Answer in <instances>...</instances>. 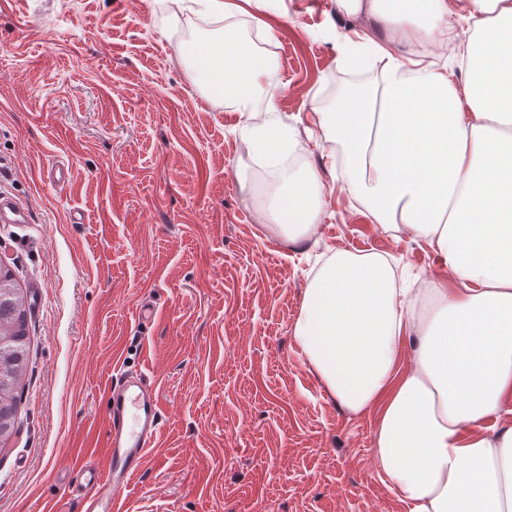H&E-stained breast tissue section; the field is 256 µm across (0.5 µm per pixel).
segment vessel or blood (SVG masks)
<instances>
[{
	"label": "vessel or blood",
	"mask_w": 512,
	"mask_h": 512,
	"mask_svg": "<svg viewBox=\"0 0 512 512\" xmlns=\"http://www.w3.org/2000/svg\"><path fill=\"white\" fill-rule=\"evenodd\" d=\"M30 213L12 198L0 196V222L26 224ZM110 407L104 425V467L82 465L86 488L80 494L81 512H119L120 495L144 467L161 434L158 395L126 375L113 377L108 389Z\"/></svg>",
	"instance_id": "vessel-or-blood-1"
}]
</instances>
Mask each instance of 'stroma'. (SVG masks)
Segmentation results:
<instances>
[{
  "label": "stroma",
  "mask_w": 512,
  "mask_h": 512,
  "mask_svg": "<svg viewBox=\"0 0 512 512\" xmlns=\"http://www.w3.org/2000/svg\"><path fill=\"white\" fill-rule=\"evenodd\" d=\"M169 3L0 0V195L32 216L0 223V263L34 295L0 512H75L72 470L102 463L107 386L123 372L156 389L162 437L122 512H409L375 459V412L328 394L293 326L333 250L388 255L420 288L435 255L373 223L318 149L316 236L289 244L258 224L240 117L180 58L186 33L212 40L221 25ZM285 7L271 20L277 108L318 142L312 105L377 73L337 67L333 0ZM59 163L71 184L50 181Z\"/></svg>",
  "instance_id": "stroma-1"
}]
</instances>
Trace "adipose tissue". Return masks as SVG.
Wrapping results in <instances>:
<instances>
[{
    "label": "adipose tissue",
    "mask_w": 512,
    "mask_h": 512,
    "mask_svg": "<svg viewBox=\"0 0 512 512\" xmlns=\"http://www.w3.org/2000/svg\"><path fill=\"white\" fill-rule=\"evenodd\" d=\"M223 21L182 50L195 83L238 112L259 223L310 238L325 186L276 99L253 10L283 0H194ZM348 72L378 80L314 107L350 196L388 232L443 264L422 298L379 253L335 251L306 289L293 335L306 364L352 413L376 412L374 455L410 512H512V0H336Z\"/></svg>",
    "instance_id": "obj_1"
}]
</instances>
